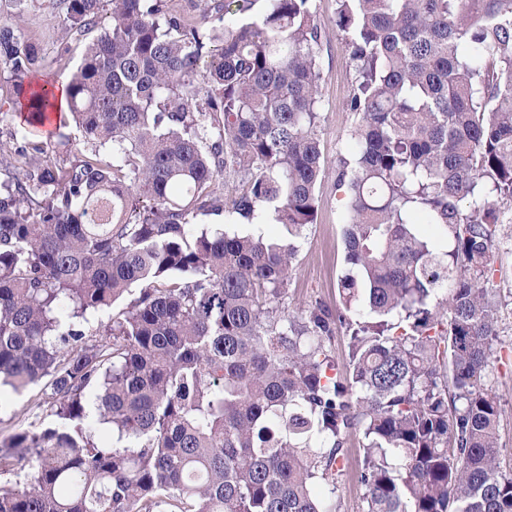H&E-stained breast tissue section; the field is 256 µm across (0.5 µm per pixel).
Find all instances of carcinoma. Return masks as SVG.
Returning a JSON list of instances; mask_svg holds the SVG:
<instances>
[{
  "label": "carcinoma",
  "instance_id": "cac0c4a2",
  "mask_svg": "<svg viewBox=\"0 0 512 512\" xmlns=\"http://www.w3.org/2000/svg\"><path fill=\"white\" fill-rule=\"evenodd\" d=\"M9 2L20 20L51 9L59 52L84 44L64 114L93 149L47 159L58 89L35 81L38 42L0 26L27 127L0 182V388L45 383L56 418L0 446V473L30 454L0 512H336L352 436L366 512H512L485 384L512 223V0H336L358 117L336 171L349 270L336 309L300 315L295 238L326 174L311 0L255 17L257 0ZM200 215L288 237L199 232ZM134 284L112 342L74 328Z\"/></svg>",
  "mask_w": 512,
  "mask_h": 512
}]
</instances>
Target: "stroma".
<instances>
[{"label":"stroma","instance_id":"35a3bbf8","mask_svg":"<svg viewBox=\"0 0 512 512\" xmlns=\"http://www.w3.org/2000/svg\"><path fill=\"white\" fill-rule=\"evenodd\" d=\"M315 21L321 29L318 62L323 72L320 85L321 121L318 128L327 161V173L317 184L318 201L314 224L306 226L297 239L298 252L285 301L289 310L298 312L322 304L333 308L340 302L338 280L346 272L341 226L349 207V195L336 182V169L348 154L350 134L356 118L346 109L354 83L346 44L334 25L336 0H313ZM25 31L44 50L43 74L56 83L67 82L80 63L83 48L73 46L70 53L58 54L56 39L59 28L48 10L30 13L22 22ZM490 286L500 302L494 345L500 360L488 379V386L499 400L498 446L501 466L512 468V223L499 225ZM42 386H32L15 393L0 392V440H9L20 428L50 425L54 419L38 401ZM361 455L358 443H351L344 476L336 485L335 500L339 512H363L365 487L359 480Z\"/></svg>","mask_w":512,"mask_h":512}]
</instances>
